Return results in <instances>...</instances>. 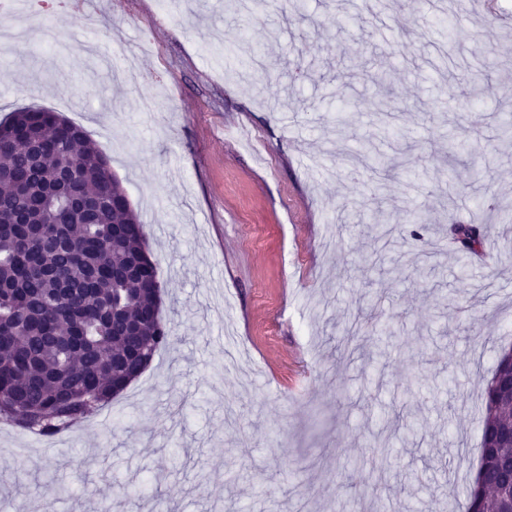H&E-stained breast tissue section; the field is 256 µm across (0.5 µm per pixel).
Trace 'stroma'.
<instances>
[{
	"label": "stroma",
	"mask_w": 512,
	"mask_h": 512,
	"mask_svg": "<svg viewBox=\"0 0 512 512\" xmlns=\"http://www.w3.org/2000/svg\"><path fill=\"white\" fill-rule=\"evenodd\" d=\"M0 23V121L36 106L110 160L157 262L174 339L126 391L56 442L14 449L0 423V512H384L411 476L418 512L479 464L478 385L512 345V28L452 7L453 40L418 0H60ZM488 71L489 91L471 94ZM386 75L392 122L367 101ZM353 112L343 136L336 123ZM469 151L448 163L449 139ZM397 162L382 180L363 149ZM381 190L401 215V276L343 205ZM415 205L425 226L404 218ZM495 219L476 258L450 229ZM400 337L372 364L336 350L367 294ZM448 379L435 391V380ZM418 432L367 493L345 463L385 417ZM460 469H452L456 456Z\"/></svg>",
	"instance_id": "35a3bbf8"
}]
</instances>
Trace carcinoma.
I'll list each match as a JSON object with an SVG mask.
<instances>
[{
    "instance_id": "1",
    "label": "carcinoma",
    "mask_w": 512,
    "mask_h": 512,
    "mask_svg": "<svg viewBox=\"0 0 512 512\" xmlns=\"http://www.w3.org/2000/svg\"><path fill=\"white\" fill-rule=\"evenodd\" d=\"M392 88L380 78L376 112ZM41 145L18 148L11 131ZM109 159L79 125L29 107L0 123V419L52 439L83 422L134 381L173 340L160 313L161 286L148 258L143 225L107 175ZM45 199L50 224H20ZM358 222L383 230L394 214L352 202ZM484 229H452L460 250L478 253ZM496 378L481 388L485 410L480 465L484 489L473 484L464 512H509L499 492L503 459L497 430L512 423V401Z\"/></svg>"
}]
</instances>
